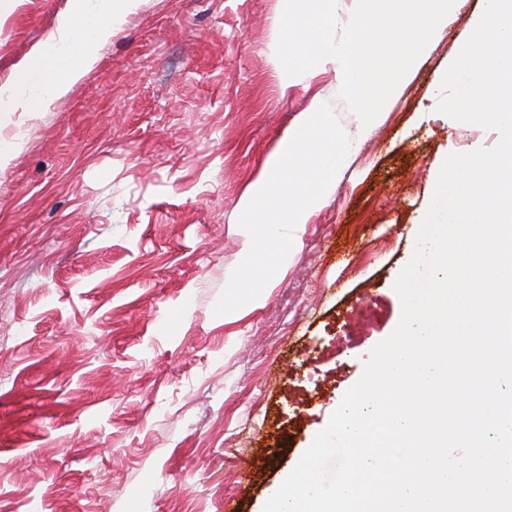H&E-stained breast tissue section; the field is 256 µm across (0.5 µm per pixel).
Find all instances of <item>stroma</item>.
Wrapping results in <instances>:
<instances>
[{"instance_id":"stroma-1","label":"stroma","mask_w":512,"mask_h":512,"mask_svg":"<svg viewBox=\"0 0 512 512\" xmlns=\"http://www.w3.org/2000/svg\"><path fill=\"white\" fill-rule=\"evenodd\" d=\"M69 4L0 0V88ZM482 9L466 0L233 324L213 308L241 195L313 95L355 123L333 72L280 91L278 0H144L47 111L0 113V512H262L397 326L439 162L498 142L433 94Z\"/></svg>"}]
</instances>
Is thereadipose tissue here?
<instances>
[{"label":"adipose tissue","mask_w":512,"mask_h":512,"mask_svg":"<svg viewBox=\"0 0 512 512\" xmlns=\"http://www.w3.org/2000/svg\"><path fill=\"white\" fill-rule=\"evenodd\" d=\"M107 17L87 11L83 0H73L70 13L61 18L57 34L19 69L15 82L33 84L27 98L0 101V112H36L48 108L66 95L97 60L99 50L107 44L123 18L140 4V0H106Z\"/></svg>","instance_id":"1"}]
</instances>
